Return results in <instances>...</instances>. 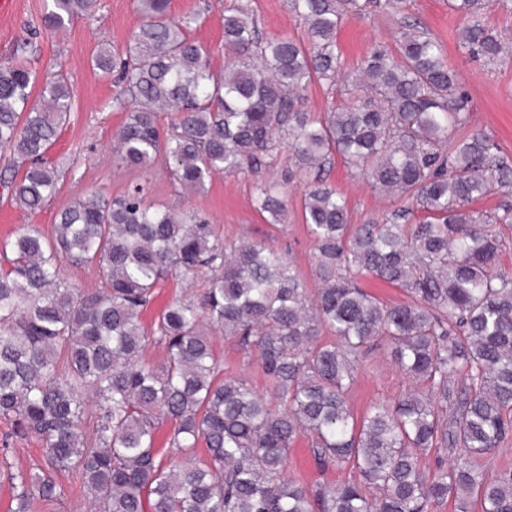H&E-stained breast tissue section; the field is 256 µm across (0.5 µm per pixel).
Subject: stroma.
<instances>
[{"mask_svg":"<svg viewBox=\"0 0 512 512\" xmlns=\"http://www.w3.org/2000/svg\"><path fill=\"white\" fill-rule=\"evenodd\" d=\"M231 0H170L172 16L198 14L191 34L212 51L215 71L224 68V10ZM51 0H8L0 8V61H26L40 77L64 73L75 96L70 119L57 142L47 151V163L55 165L59 192L36 212L9 201L0 188V251L25 228L52 236L55 216L66 202L100 191L117 196L134 185H144L150 201L172 210L205 211L218 239L227 242H262L285 254L305 279L309 289L318 283L313 276L314 244L302 222L303 189L288 187V221L268 223L255 211L250 198L256 178L250 174L213 176L199 192L183 191L165 163L152 168L129 170L112 161V142L126 120L114 99L119 92L112 76L96 69L91 58L98 46L124 51L141 21L136 0H96L93 9L75 18L68 29L55 32L45 27L43 17ZM249 7L262 37H290L305 40L306 27L293 15L288 0H250ZM426 30L440 41L445 59L457 72L460 87L469 99L473 129L491 136L503 153L512 157V58L488 63L470 56L458 43L460 18L449 9L448 0H407L403 15L372 13L347 20L338 34L347 69L373 48L393 46L402 22ZM347 197L352 221L366 223L392 209L391 199L379 194L358 171L333 157L324 173ZM217 359L226 370L247 379L258 393H265L266 380L258 356L243 350L223 333L213 335ZM412 387L409 378L395 365L387 345L364 355L358 377L350 388L349 404L356 418H363L377 401L394 402ZM309 438H299L288 458L286 474L309 484L347 481L349 469H318L309 448Z\"/></svg>","mask_w":512,"mask_h":512,"instance_id":"obj_1","label":"stroma"}]
</instances>
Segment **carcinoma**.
Segmentation results:
<instances>
[{
	"instance_id": "carcinoma-1",
	"label": "carcinoma",
	"mask_w": 512,
	"mask_h": 512,
	"mask_svg": "<svg viewBox=\"0 0 512 512\" xmlns=\"http://www.w3.org/2000/svg\"><path fill=\"white\" fill-rule=\"evenodd\" d=\"M458 40L488 63L512 55L487 26L485 0H448ZM94 0H52L57 31ZM406 0H290L308 43L260 37L247 6L224 11V71L191 38L195 15L173 17L169 0H138L142 22L124 52L93 61L118 72L127 111L113 162L130 170L163 159L176 183L204 189L217 172L257 173L288 148L284 179L261 178L253 207L288 221L283 184L307 185L303 221L315 242L309 293L290 261L261 243L214 239L203 211L171 212L143 186L61 206L53 237H15L0 270V415L9 439L35 440L41 463L8 470L15 512H47L66 496L69 473L92 493L91 512H429L476 496L481 512H512V468L487 474L485 455L512 441V204L475 202L512 187V159L470 131L467 97L440 44L406 24L395 48L369 52L351 96L316 120L303 106L318 81L345 73L336 37L347 19L404 11ZM37 97H32L33 88ZM59 72L37 82L17 61L0 63V153L25 164L3 185L36 211L57 194L44 155L71 109ZM176 119L162 125V118ZM338 155L371 187L400 203L385 218L351 223L344 195L321 171ZM96 264L106 287H71L64 264ZM213 272L205 287L172 299L147 326L141 315L174 273ZM372 274L407 300L383 304L357 282ZM258 352L270 397L224 373L211 331ZM386 341L415 382L397 403L374 404L355 424L347 391L360 356ZM163 350L158 364L146 358ZM173 426L167 452L158 431ZM311 438L325 467L358 478L308 485L284 476L296 438ZM207 459L196 462L199 442ZM449 462L426 474L420 455Z\"/></svg>"
}]
</instances>
